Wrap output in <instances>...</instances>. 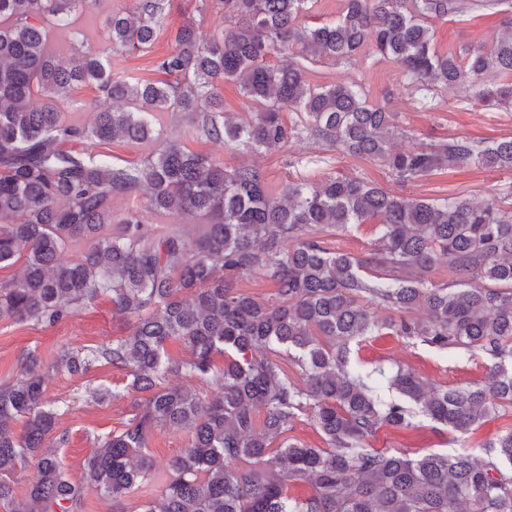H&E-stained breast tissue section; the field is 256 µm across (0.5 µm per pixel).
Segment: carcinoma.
Wrapping results in <instances>:
<instances>
[{
	"label": "carcinoma",
	"mask_w": 512,
	"mask_h": 512,
	"mask_svg": "<svg viewBox=\"0 0 512 512\" xmlns=\"http://www.w3.org/2000/svg\"><path fill=\"white\" fill-rule=\"evenodd\" d=\"M102 2L0 0V265L23 261L19 277L0 282V321L54 325L102 297L114 313L136 318L131 336L92 349L63 346L47 364L37 349L23 352L17 377L0 384V507L80 512L93 491L112 500V512H125L124 499L154 470L148 435L165 428L188 429L192 440L158 476L161 493L137 512H512V426L478 444L506 458L507 469L468 452L410 457L369 445L379 429L418 413L466 436L512 408V203L438 202L347 177L290 182L274 193L260 170L227 169L179 142L129 165L95 153L119 140H154L158 112H195L193 133L226 146L259 151L316 136L342 154L383 162L404 183L467 164L512 170V138L396 152L395 113L370 104L360 86L313 85L300 63L270 61L310 52L354 65L371 45L402 69L426 111L436 107L437 85L464 78L479 101L512 107V82L494 91L481 84L489 72L512 76V16L488 52L442 53L428 25L509 0H344L336 18L314 26L301 17L315 0H201V9L211 3L224 12L228 26L209 37L183 25L155 62L157 81L115 77L112 54L146 51L170 0L112 9L104 57L86 47L73 20ZM49 23L71 36L69 56L50 49ZM223 81L239 84L256 105L253 118H224L216 93ZM84 86L99 93L87 126L57 106ZM285 109L298 122L287 125ZM137 188L153 212L207 218L206 233L193 246L176 228L155 235L136 211L112 231V198ZM376 216L381 234L366 256L320 239L327 227ZM81 241L75 259H59ZM441 259L454 277L435 284L426 274ZM257 270L275 284L267 300L234 288ZM417 309L425 317L413 316ZM383 331L454 355L481 352L492 363L476 386L429 385L401 366L388 376L352 365L351 346ZM171 340L190 358H170ZM281 352L303 383L268 357ZM101 362L130 370L143 411L95 440L83 463L89 481L80 485L56 452L69 434L57 432L60 413L46 405L43 369L77 375ZM169 374L214 380L219 389L202 399L160 386ZM303 413L324 447L287 436ZM29 463L40 480L19 500L15 474ZM301 480L312 485L304 498L290 493Z\"/></svg>",
	"instance_id": "obj_1"
}]
</instances>
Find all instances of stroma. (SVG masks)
<instances>
[{"mask_svg": "<svg viewBox=\"0 0 512 512\" xmlns=\"http://www.w3.org/2000/svg\"><path fill=\"white\" fill-rule=\"evenodd\" d=\"M199 0H172L157 38L144 53L112 57L114 74L140 80L159 79L154 69L157 57L168 53L178 28L186 18L195 15ZM505 19L498 10H471L458 16L433 20L435 44L440 51L458 53L467 46L491 48ZM306 77L310 83L331 85L363 83L369 99L396 112L404 132L394 141L400 151L438 145L451 139L501 140L512 138V108H488L474 99L468 85L449 92H439L433 111L420 109L411 93L409 80L392 62L381 58L372 49H364L357 65L347 67L326 60L307 63ZM195 116L189 112H165L155 126L160 131L151 144L115 142L101 145L102 154L112 163L126 165L143 160L155 148L177 140L194 152L220 162L227 168L242 164L258 167L267 182L275 188L305 179L318 182L331 177L350 176L371 181L391 191H406L423 199L481 200L496 193L512 196V171L497 168L465 167L439 171L400 185L387 167L370 159L341 154L317 138L292 140L258 152L236 145L222 146L191 135ZM379 221L368 220L349 231L325 229L323 239L341 250L362 255L370 252L376 242ZM134 320L114 314L109 299L103 298L89 309L52 327L29 323L0 322V383L11 381L17 374L19 356L28 348H37L44 360H52L61 346L94 348L129 336ZM353 356L366 368L400 364L412 368L425 381L440 385H474L482 383L489 358L481 353L457 358L435 351L417 341H407L392 334L367 338L354 348ZM101 385L111 397L96 401L87 397L84 388ZM47 405L60 408L58 430L68 432V443L58 454L71 481L83 483L87 474L83 462L93 448L94 437H103L119 430L134 414L141 411V393L132 387L129 370L106 363L96 364L84 375L50 372L44 383ZM512 425V410L487 421L473 436L456 435L446 427L423 416H416L403 428L381 429L371 439L372 447L398 450L409 456L426 451L464 450L492 439ZM189 431L156 429L148 438L149 455L155 469H166L182 448L189 445Z\"/></svg>", "mask_w": 512, "mask_h": 512, "instance_id": "obj_1", "label": "stroma"}]
</instances>
